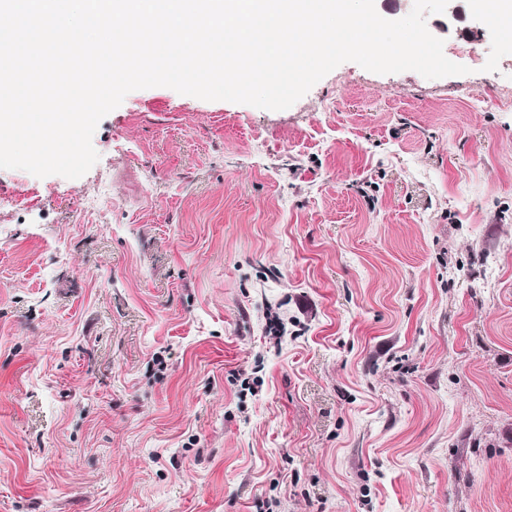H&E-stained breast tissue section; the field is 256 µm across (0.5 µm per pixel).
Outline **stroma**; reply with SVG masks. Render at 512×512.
Here are the masks:
<instances>
[{"mask_svg":"<svg viewBox=\"0 0 512 512\" xmlns=\"http://www.w3.org/2000/svg\"><path fill=\"white\" fill-rule=\"evenodd\" d=\"M449 6L469 74L136 90L0 169V512H512V27Z\"/></svg>","mask_w":512,"mask_h":512,"instance_id":"35a3bbf8","label":"stroma"}]
</instances>
